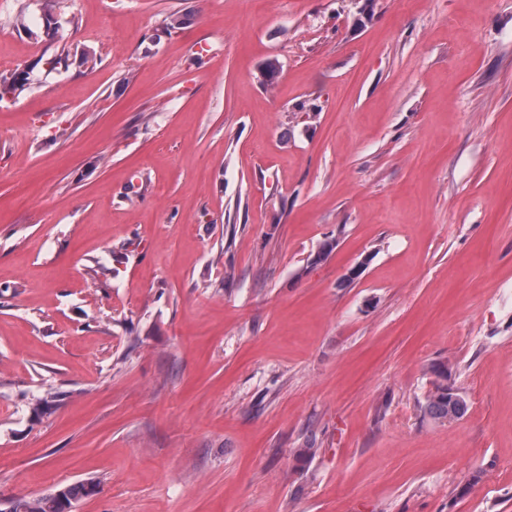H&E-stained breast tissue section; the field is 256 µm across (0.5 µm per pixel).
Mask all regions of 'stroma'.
Returning a JSON list of instances; mask_svg holds the SVG:
<instances>
[{
  "label": "stroma",
  "instance_id": "1",
  "mask_svg": "<svg viewBox=\"0 0 512 512\" xmlns=\"http://www.w3.org/2000/svg\"><path fill=\"white\" fill-rule=\"evenodd\" d=\"M39 16L0 0V512H512V0ZM41 5V19L43 20V28L39 29L38 26H35L36 29L33 30L30 26H26L27 32L31 37H34L36 40L41 37V34H44L46 37L53 39L55 34H57V22L54 19V0H40ZM29 84L28 71H15L9 75L0 74V102L5 97L20 93ZM421 409L425 415L442 422L462 418L468 410L466 400L451 385H437ZM95 481H80L71 485H67L55 490L52 493L43 495L42 498H32L27 500L13 501L7 512H54L44 508L45 498L60 491L61 499L68 505L77 503L79 500L92 495V484ZM97 484V482H95Z\"/></svg>",
  "mask_w": 512,
  "mask_h": 512
}]
</instances>
